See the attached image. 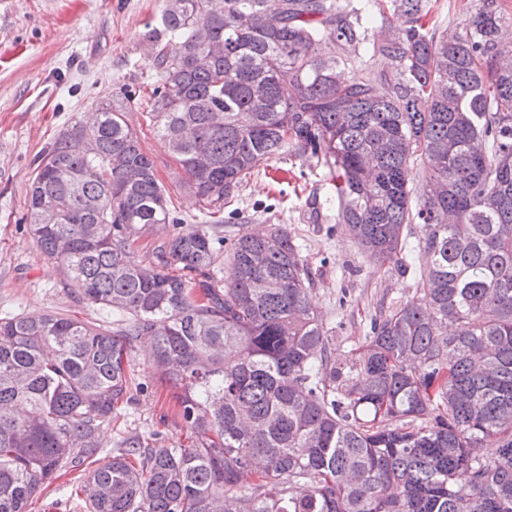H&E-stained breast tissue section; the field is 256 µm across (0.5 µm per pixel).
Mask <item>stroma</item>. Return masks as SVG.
<instances>
[{"instance_id":"1","label":"stroma","mask_w":512,"mask_h":512,"mask_svg":"<svg viewBox=\"0 0 512 512\" xmlns=\"http://www.w3.org/2000/svg\"><path fill=\"white\" fill-rule=\"evenodd\" d=\"M165 0H0V318L60 313L111 326V311L74 294L57 264L27 229V192L36 160L64 128L112 99L151 157L175 217L214 238L230 239L266 224L286 225L310 263L313 307L337 356L364 344L370 315L414 293L410 277L374 271L353 239L334 228L326 169L290 154L261 165L219 219L207 217L185 187V172L153 133L145 95L156 79L147 32ZM478 0H430V25L461 30ZM131 404L100 434L103 454L137 436L160 448H186L190 434L171 392L158 384L146 345L127 351ZM69 477L43 484L29 512H86Z\"/></svg>"}]
</instances>
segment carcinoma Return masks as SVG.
<instances>
[{
  "label": "carcinoma",
  "mask_w": 512,
  "mask_h": 512,
  "mask_svg": "<svg viewBox=\"0 0 512 512\" xmlns=\"http://www.w3.org/2000/svg\"><path fill=\"white\" fill-rule=\"evenodd\" d=\"M428 13L166 0L147 108L194 192L219 212L262 164L309 153L336 226L415 291L336 359L290 232L241 234L218 276L213 239L172 215L123 105L99 102L39 156L29 231L123 324L0 319V512H28L86 463L88 512H512V51L498 42L512 15L479 0L450 37ZM374 22L392 30L385 94L358 52ZM157 224L172 230L151 268L134 235ZM138 342L192 445L128 437L101 464Z\"/></svg>",
  "instance_id": "1"
}]
</instances>
